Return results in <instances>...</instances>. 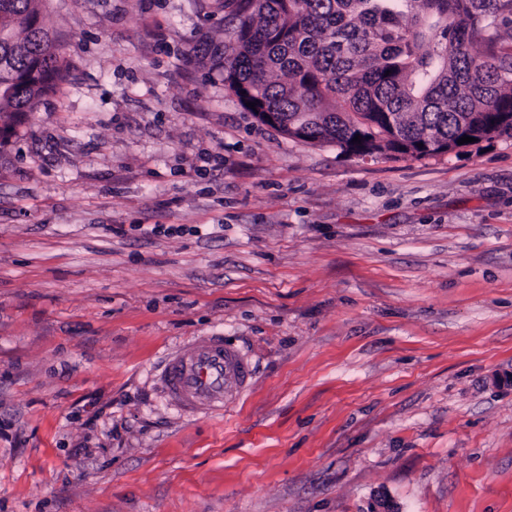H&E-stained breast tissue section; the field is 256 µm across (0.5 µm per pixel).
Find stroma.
Returning a JSON list of instances; mask_svg holds the SVG:
<instances>
[{
	"label": "stroma",
	"mask_w": 512,
	"mask_h": 512,
	"mask_svg": "<svg viewBox=\"0 0 512 512\" xmlns=\"http://www.w3.org/2000/svg\"><path fill=\"white\" fill-rule=\"evenodd\" d=\"M42 11L69 70L0 152V512H512V138L306 144L225 90L222 0ZM213 334L250 384L184 413L161 366Z\"/></svg>",
	"instance_id": "1"
}]
</instances>
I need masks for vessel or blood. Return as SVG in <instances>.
<instances>
[{"label": "vessel or blood", "mask_w": 512, "mask_h": 512, "mask_svg": "<svg viewBox=\"0 0 512 512\" xmlns=\"http://www.w3.org/2000/svg\"><path fill=\"white\" fill-rule=\"evenodd\" d=\"M161 379L183 412L220 411L244 391L250 368L223 337L200 336L167 358Z\"/></svg>", "instance_id": "obj_1"}]
</instances>
